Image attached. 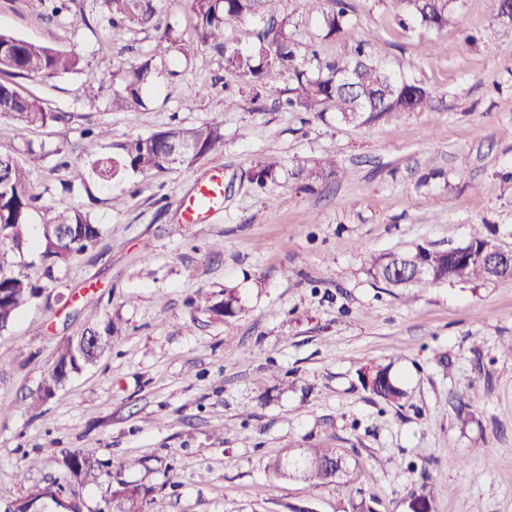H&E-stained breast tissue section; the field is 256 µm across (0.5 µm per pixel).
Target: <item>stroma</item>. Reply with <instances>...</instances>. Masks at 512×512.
Returning a JSON list of instances; mask_svg holds the SVG:
<instances>
[{
  "mask_svg": "<svg viewBox=\"0 0 512 512\" xmlns=\"http://www.w3.org/2000/svg\"><path fill=\"white\" fill-rule=\"evenodd\" d=\"M343 34L325 37L303 0H283L297 41L340 60L358 43L390 72L425 86L429 108L372 126L285 109L287 77L262 91L195 44L158 63L137 114L112 107L115 73L150 58L158 28L129 25L113 42L104 0H68L86 25L50 18V0H0V29L81 57L83 73L16 76L67 122L19 127L6 150L41 155L30 181L40 208L76 206L102 228L97 245L54 273L42 297L0 332V502L63 483L82 512H101L115 478L140 486L143 512H406L423 488L433 512H512V279L444 282L413 300L367 272L371 256L416 245L449 249L473 226L512 248V39L498 0H456L441 32L401 24L392 0H349ZM447 44V52L436 44ZM236 105L228 109L225 97ZM224 130L223 153L103 183L79 157L103 127L100 154L171 126ZM336 155L342 170L305 191L292 173ZM278 159L256 189L260 162ZM224 208L181 221L180 201L212 174ZM242 310H196L198 292ZM111 318L112 345L54 397L31 408L57 344ZM391 366L409 398L386 406L361 364ZM338 449L346 469L313 487L268 471L306 449ZM104 466L67 477L66 451ZM141 464L121 470L123 461Z\"/></svg>",
  "mask_w": 512,
  "mask_h": 512,
  "instance_id": "1",
  "label": "stroma"
}]
</instances>
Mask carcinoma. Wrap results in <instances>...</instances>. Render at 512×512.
I'll list each match as a JSON object with an SVG mask.
<instances>
[{
  "instance_id": "carcinoma-1",
  "label": "carcinoma",
  "mask_w": 512,
  "mask_h": 512,
  "mask_svg": "<svg viewBox=\"0 0 512 512\" xmlns=\"http://www.w3.org/2000/svg\"><path fill=\"white\" fill-rule=\"evenodd\" d=\"M331 7L322 8L324 2ZM112 17V36L130 24L146 26L157 13L159 0H104ZM283 0H190L195 15L197 42L224 51L227 69L261 86L270 73L277 71L288 76L292 87L284 105L295 112H334L343 120L373 125L381 120L395 119L406 112L428 108L431 93L424 86L387 75L370 60L364 46L359 45L347 59L321 62L317 51L308 47L298 50L288 19H276L277 5ZM308 12L316 13L326 37L343 32L348 20V0H305ZM404 5L406 18L428 29L441 30L448 26L454 15L455 0H397ZM246 22H259L258 44L244 52L231 46L230 34ZM190 51V45L178 44L171 31L160 36L155 54L164 57L173 48ZM316 62L315 73L307 74L305 67ZM82 71V60L76 54L29 42L8 32L0 31V73L52 78L59 74ZM155 68L147 60L133 72L132 79L122 90L115 92L112 104L116 108L135 114L143 107L142 92L154 78ZM0 115L9 123L0 122V142L22 125H44L62 122L66 114L54 112L38 97L20 93L10 82L0 81ZM87 137L82 152L88 159L90 174L102 182H109L128 172L148 174L173 164H194L204 157L224 151V132L221 126L209 124L194 129L171 127L148 136H138L122 145L113 156L99 154V140L108 131L100 129L84 132ZM193 149L180 155L175 150L185 142ZM41 161L31 153L21 161L10 152H0V244L10 243L23 252L34 247L39 254L44 275L53 279V271L66 265L70 259L93 246L101 236V228L92 222L90 214L73 206L53 207L51 217L39 227L38 236L31 240L27 229L40 196L34 193L29 174L30 167ZM336 156H327L311 165L302 166L297 177L303 188L323 182L336 175ZM418 251L430 254L432 273L425 279L400 291L407 299L416 297L422 290L443 282L474 283L487 280V269L474 259L462 264L444 250H434L422 245ZM399 254L385 252L370 261L368 273L388 288L396 287L389 279L397 265ZM46 285L40 280L16 273L0 263V331L9 329L21 311L41 297ZM193 305L217 316H232L239 309V298L229 289L224 300L214 303L206 292H198ZM57 364L41 378L33 394L32 405L39 406L52 396L53 387L65 377L89 365L85 358L66 342L57 348ZM362 386L387 405L403 406L408 393L392 373L390 366L366 363L359 369ZM68 473L77 478L89 479L96 475L103 462L82 450H72L65 455ZM342 466V459L334 448H309L303 459L292 465L279 459L268 464V470L278 477L288 478L296 472L313 486L333 481ZM141 490L121 480L112 490L115 512H141ZM409 512H431V504L418 489L405 495ZM59 507L67 512H80L75 504L65 505L59 500V490L47 486L38 488L28 496L0 505V512H31L42 507Z\"/></svg>"
}]
</instances>
